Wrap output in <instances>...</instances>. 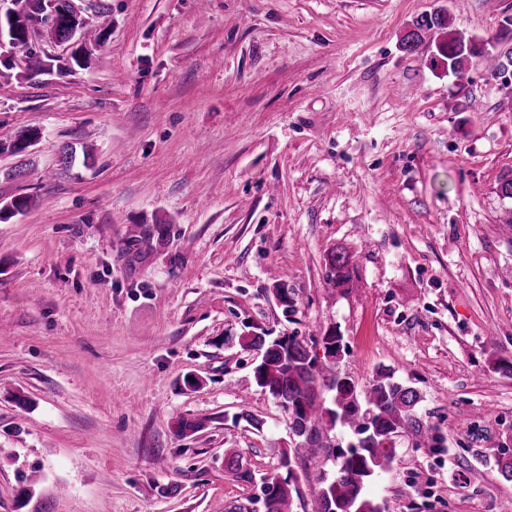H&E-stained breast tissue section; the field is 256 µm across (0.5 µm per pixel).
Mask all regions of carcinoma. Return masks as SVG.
Masks as SVG:
<instances>
[{"label": "carcinoma", "instance_id": "obj_1", "mask_svg": "<svg viewBox=\"0 0 512 512\" xmlns=\"http://www.w3.org/2000/svg\"><path fill=\"white\" fill-rule=\"evenodd\" d=\"M45 0H16L15 13L22 18L14 21L1 18L4 30L16 29L17 45L28 51L32 75L39 74L44 62L34 51L32 34L26 32L29 16L43 11ZM448 12L442 8L427 11L418 17L403 38L402 46L408 52L416 51L431 34L442 35L439 51L453 75L462 73L471 58L483 57L491 64L489 71L499 67V61L485 56L483 45L466 40L449 30ZM41 37L52 41L73 39L70 19L59 15L55 24ZM38 138V132L20 129L7 141L0 139V154L8 151L20 154ZM137 233H129L127 244L137 246L155 239L164 241L168 225L154 224L144 227L135 225ZM327 281L336 288L351 281L349 258L341 252H333L327 259ZM248 346L262 353V360L255 370L256 384L278 399L291 415L292 434L298 439V448L316 457L324 448L317 428L326 419L332 426L349 428L354 438L347 449L337 454V470L334 479L326 485L329 494H319L321 512H382L378 502L366 493L369 482L379 472L387 471L395 451L383 446L386 436L395 432L411 437L417 448H440L443 437L436 425L424 421L417 413L420 399L417 390L397 381L393 374L382 370L370 386L357 391L348 378L336 374V361L328 360L320 365L307 347L294 336H282L270 340L260 332L248 338ZM334 392L332 399L323 397L321 388ZM281 467L287 477L274 475L267 479L272 485L270 496L264 501L265 512H293L292 462L289 454H283Z\"/></svg>", "mask_w": 512, "mask_h": 512}]
</instances>
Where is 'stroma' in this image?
I'll use <instances>...</instances> for the list:
<instances>
[{
    "mask_svg": "<svg viewBox=\"0 0 512 512\" xmlns=\"http://www.w3.org/2000/svg\"><path fill=\"white\" fill-rule=\"evenodd\" d=\"M74 2L105 33L85 67L57 69L69 42H39L34 77L0 54V133H40L0 155V203L29 200L0 219V512H264L286 453L294 512H320L350 434L297 451L245 339L318 354L332 328L341 373L391 370L446 437L398 438L370 497L512 512V96L477 60L449 75L435 39L401 46L436 8L497 39L512 0ZM69 147L92 157L62 168ZM136 224L170 232L131 248ZM327 281L335 288L346 286L351 281L349 258L341 252H333L327 259Z\"/></svg>",
    "mask_w": 512,
    "mask_h": 512,
    "instance_id": "1",
    "label": "stroma"
}]
</instances>
